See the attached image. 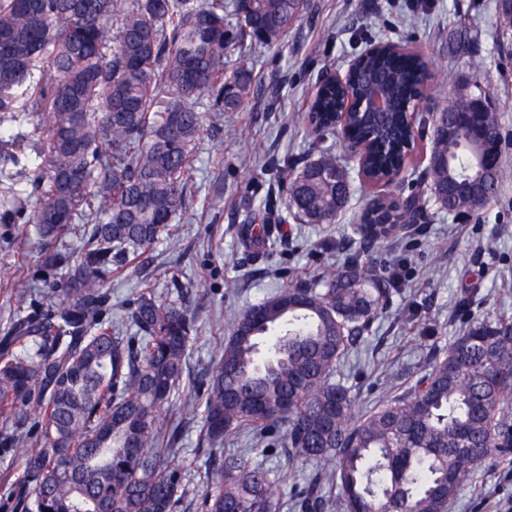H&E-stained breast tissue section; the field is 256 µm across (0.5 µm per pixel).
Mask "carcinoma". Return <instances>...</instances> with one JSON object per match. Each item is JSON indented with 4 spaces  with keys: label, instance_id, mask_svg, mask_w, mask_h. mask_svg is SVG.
<instances>
[{
    "label": "carcinoma",
    "instance_id": "cac0c4a2",
    "mask_svg": "<svg viewBox=\"0 0 512 512\" xmlns=\"http://www.w3.org/2000/svg\"><path fill=\"white\" fill-rule=\"evenodd\" d=\"M307 0H0V224H30L39 268L21 281L47 299L18 313L0 336V448L23 449L18 477L0 474L11 512H176L190 494L168 461L179 429L164 406L204 407L212 450L247 432L279 450L268 467L238 449L212 460L205 512H280L278 471H314L295 488L299 512H448L474 473L512 457V318L476 321L409 391L363 414L341 377L397 284L365 259L367 245L312 282L283 288L234 314L203 393L183 390L195 319L183 304L141 293L119 323L104 284L142 257L185 205L205 113L238 112L254 94L252 70L230 50L271 46ZM428 61L402 49L368 56L348 85L326 86L307 120L336 133V109L381 78L393 104L374 134L367 167L402 164L403 104ZM461 85L436 118L428 158L441 211L476 212L498 196L503 167L484 159L502 140L492 107L474 135ZM46 114L27 138L22 113ZM287 207L303 224H331L351 196L341 160L322 149L282 167ZM36 200L28 212L23 196ZM415 195L374 200L355 230L393 236L418 210ZM275 225L248 228L260 248ZM80 241L70 252L66 235Z\"/></svg>",
    "mask_w": 512,
    "mask_h": 512
}]
</instances>
